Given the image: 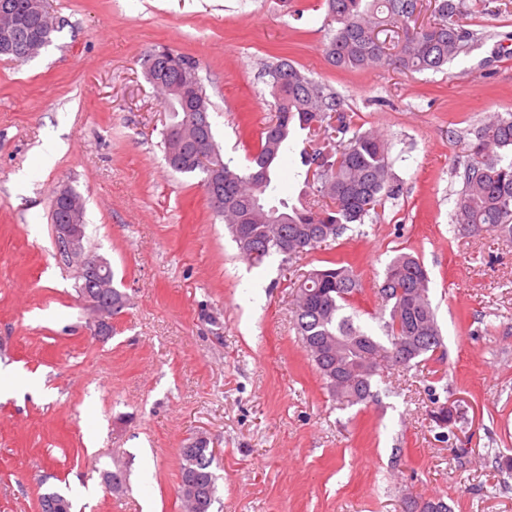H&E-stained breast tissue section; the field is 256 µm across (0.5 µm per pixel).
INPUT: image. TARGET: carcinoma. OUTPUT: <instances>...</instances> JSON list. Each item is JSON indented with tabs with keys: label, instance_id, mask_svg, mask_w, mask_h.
<instances>
[{
	"label": "carcinoma",
	"instance_id": "cac0c4a2",
	"mask_svg": "<svg viewBox=\"0 0 512 512\" xmlns=\"http://www.w3.org/2000/svg\"><path fill=\"white\" fill-rule=\"evenodd\" d=\"M329 29L324 52L341 69L372 65L410 72L443 69L448 62L482 43L484 34L467 27L465 15L479 8L493 11L489 0L469 7L466 0H434L431 19L418 23L421 0H326ZM9 27L14 44L28 58L52 42L57 28L44 0H0V32ZM146 80L162 95L171 122L163 130L164 153L178 146L177 162L169 167L182 174H200L207 197H224V218L241 254L254 264L271 254L288 259L308 254L338 239L350 224H362L383 197L397 195L388 148L374 130H352L341 97L298 70L286 59L266 67L274 115L262 132L249 165L238 169L224 160L211 122H197L209 112L210 100L197 63L168 51L158 60L151 51L142 59ZM332 128L336 149L309 147L300 152L305 168L303 194L323 199L316 210L299 206L278 194V163L293 134L313 136ZM176 132L177 140L170 138ZM209 139L207 158L198 160L196 145ZM467 155L458 161L462 187L453 223L470 233L493 231L512 239V113H497L474 131ZM263 172L260 181L254 178ZM72 213L52 203V224L84 223L81 196ZM361 291L351 265L328 260L309 271L297 285L294 326L302 347L336 401L354 406L374 397L373 377L380 362L407 367L442 346L440 328L429 300V276L420 260L409 253L395 255L378 287L389 319L386 340L354 325L344 314L345 303ZM180 489L192 488L196 500L185 499L188 512H212L216 501L215 456L209 442L197 436L180 449Z\"/></svg>",
	"mask_w": 512,
	"mask_h": 512
}]
</instances>
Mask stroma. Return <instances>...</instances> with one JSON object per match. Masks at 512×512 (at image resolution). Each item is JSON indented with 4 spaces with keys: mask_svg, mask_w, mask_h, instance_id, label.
<instances>
[{
    "mask_svg": "<svg viewBox=\"0 0 512 512\" xmlns=\"http://www.w3.org/2000/svg\"><path fill=\"white\" fill-rule=\"evenodd\" d=\"M467 16L482 43L438 72L340 69L325 0H47L59 29L30 60L0 56V512H184L180 450L215 451L214 512H512V242L452 220L457 158L512 113V0ZM197 61L224 157L246 164L270 118L265 69L288 59L336 90L388 146L398 196L292 260L240 254L197 174L172 171L169 122L142 58ZM85 201L86 250L129 298L105 339L59 256L52 198ZM417 256L443 344L334 400L294 329L295 287L323 261L362 283L345 312L382 335L378 287ZM458 408L439 427L438 406ZM123 468L121 491L104 472Z\"/></svg>",
    "mask_w": 512,
    "mask_h": 512,
    "instance_id": "stroma-1",
    "label": "stroma"
}]
</instances>
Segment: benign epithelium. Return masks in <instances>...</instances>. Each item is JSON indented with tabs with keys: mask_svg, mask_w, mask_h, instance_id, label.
I'll use <instances>...</instances> for the list:
<instances>
[{
	"mask_svg": "<svg viewBox=\"0 0 512 512\" xmlns=\"http://www.w3.org/2000/svg\"><path fill=\"white\" fill-rule=\"evenodd\" d=\"M83 239L81 224H59L56 227L55 243L60 256L76 263L77 270L87 276L91 287L98 289L96 294L82 297L84 305L94 314L93 335L98 336L112 325V320L123 314L128 300H112V277L102 274L108 262L86 251Z\"/></svg>",
	"mask_w": 512,
	"mask_h": 512,
	"instance_id": "7a95c632",
	"label": "benign epithelium"
}]
</instances>
